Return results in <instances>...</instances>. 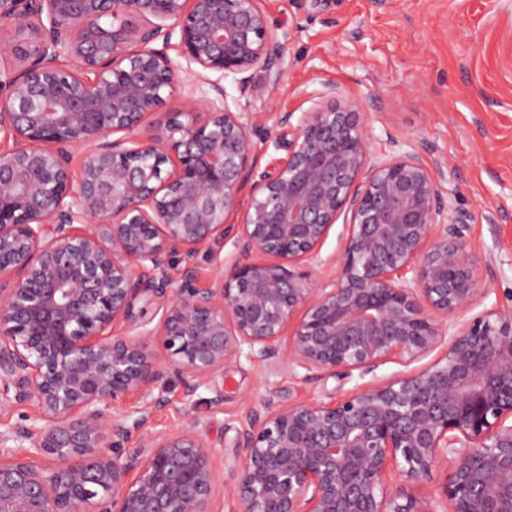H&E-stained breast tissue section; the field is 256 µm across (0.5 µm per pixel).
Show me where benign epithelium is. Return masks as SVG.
Wrapping results in <instances>:
<instances>
[{"mask_svg":"<svg viewBox=\"0 0 512 512\" xmlns=\"http://www.w3.org/2000/svg\"><path fill=\"white\" fill-rule=\"evenodd\" d=\"M0 22V405L28 403L39 423L0 430V512H216L196 428L124 450L171 377L217 406L243 356L346 378L443 345L336 402L263 405L229 460L231 496L239 512H512V309L462 317L482 257L471 212L441 204L438 166L416 150L370 162L363 106L333 83L297 123L278 118L287 158L257 180V112L187 103L136 135L178 89L175 34L218 96L209 73L276 90L290 33L260 0H0ZM233 213L229 265L210 252L222 275L193 287ZM129 391L145 402L130 427L111 412ZM391 463L416 492L390 485Z\"/></svg>","mask_w":512,"mask_h":512,"instance_id":"7a95c632","label":"benign epithelium"}]
</instances>
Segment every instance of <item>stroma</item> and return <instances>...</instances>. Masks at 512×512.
I'll return each instance as SVG.
<instances>
[{
  "mask_svg": "<svg viewBox=\"0 0 512 512\" xmlns=\"http://www.w3.org/2000/svg\"><path fill=\"white\" fill-rule=\"evenodd\" d=\"M261 7L274 31L291 33L281 85L259 95L235 76L220 80L232 109L269 115L256 140L257 174L277 171L286 156L276 143L288 129L277 115L310 111L324 83H335L364 107L371 159L415 149L441 166V203L472 211L471 235L487 262L474 309L512 308V0H262ZM361 383L243 357L224 368L220 405H211L208 389L188 397L179 380L168 382L164 404L128 446L146 432L197 424L216 450V499L233 512L224 461L251 409L332 402Z\"/></svg>",
  "mask_w": 512,
  "mask_h": 512,
  "instance_id": "1",
  "label": "stroma"
}]
</instances>
